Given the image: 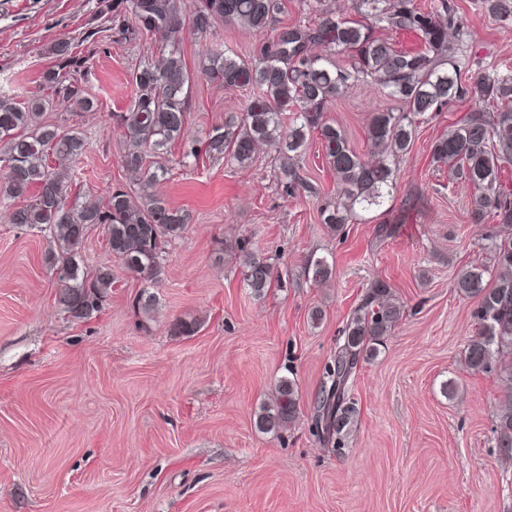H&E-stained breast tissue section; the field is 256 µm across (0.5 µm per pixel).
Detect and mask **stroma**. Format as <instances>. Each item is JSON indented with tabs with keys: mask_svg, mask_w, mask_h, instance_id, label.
<instances>
[{
	"mask_svg": "<svg viewBox=\"0 0 512 512\" xmlns=\"http://www.w3.org/2000/svg\"><path fill=\"white\" fill-rule=\"evenodd\" d=\"M451 2L472 31L450 44L461 72L512 75V22L483 0ZM96 10L97 0H0V88L25 99L54 66L53 43L80 42L81 83L99 109L79 120L88 147L73 167L105 197L134 183L113 115L131 103L135 64L162 40L93 51L81 37L99 25ZM247 97L195 75L186 139L223 125ZM470 106L419 118L390 201L336 231L319 219L338 187L318 143L299 160L293 198L277 190L268 154L243 169L171 166L157 190L190 226L165 248L148 316L135 303L145 281L95 228L82 256L111 266L115 283L97 315L73 320L56 299L46 233L11 224L0 206V512H512V454L494 433L501 386L464 364L476 302L453 287L486 263L496 224L471 223L473 187L430 156ZM398 108L360 82L329 115L366 157L372 114ZM244 246L274 262L263 296L241 278ZM317 257L333 267L324 284L308 271ZM378 280L404 314L357 371L355 416L336 451L312 429L314 403L340 331ZM179 318L197 320V332L173 334ZM283 376L298 386L299 413L281 434L261 433L256 414Z\"/></svg>",
	"mask_w": 512,
	"mask_h": 512,
	"instance_id": "obj_1",
	"label": "stroma"
}]
</instances>
